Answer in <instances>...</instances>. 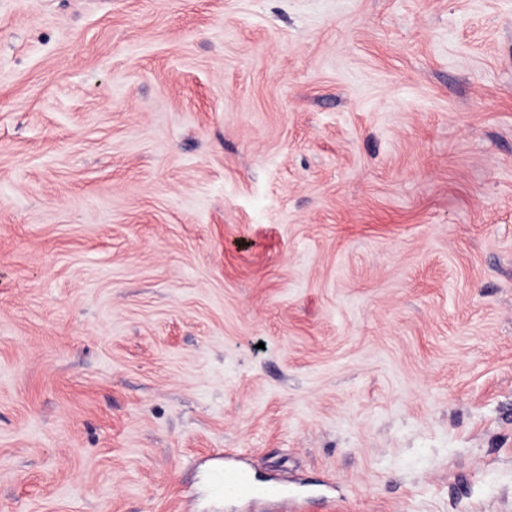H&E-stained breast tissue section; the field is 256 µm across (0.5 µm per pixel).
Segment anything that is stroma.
<instances>
[{
    "instance_id": "1",
    "label": "stroma",
    "mask_w": 512,
    "mask_h": 512,
    "mask_svg": "<svg viewBox=\"0 0 512 512\" xmlns=\"http://www.w3.org/2000/svg\"><path fill=\"white\" fill-rule=\"evenodd\" d=\"M512 512V0H0V512ZM233 456H224V466L218 468L214 473L215 485L217 488L219 480L231 477L237 480L238 489L235 494L240 498L249 499H275L283 496L282 490L275 483H267L258 487L251 480L250 472L247 468L237 462H231ZM218 489V488H217Z\"/></svg>"
}]
</instances>
